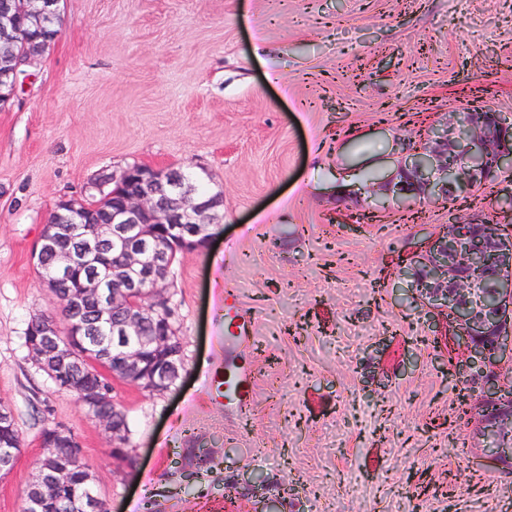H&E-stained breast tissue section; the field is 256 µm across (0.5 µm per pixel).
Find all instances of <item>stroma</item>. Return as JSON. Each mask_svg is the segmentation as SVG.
<instances>
[{
	"mask_svg": "<svg viewBox=\"0 0 512 512\" xmlns=\"http://www.w3.org/2000/svg\"><path fill=\"white\" fill-rule=\"evenodd\" d=\"M467 106L512 118V0H65L0 111V404L22 438L0 512H22L54 426L107 512H512L408 267L448 225L512 229V170L452 203L389 191L402 148ZM134 163L201 176L224 206L169 280L180 380L115 389L138 453L122 470L24 333L60 314L32 259L56 202ZM228 288L255 318L243 416L210 387Z\"/></svg>",
	"mask_w": 512,
	"mask_h": 512,
	"instance_id": "obj_1",
	"label": "stroma"
}]
</instances>
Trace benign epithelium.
Masks as SVG:
<instances>
[{
  "label": "benign epithelium",
  "instance_id": "obj_1",
  "mask_svg": "<svg viewBox=\"0 0 512 512\" xmlns=\"http://www.w3.org/2000/svg\"><path fill=\"white\" fill-rule=\"evenodd\" d=\"M64 0H22L15 11L0 13V49L6 52L3 76L18 75L37 57L29 49L30 27L17 16L24 14L40 27H52L61 19ZM507 119L497 115L490 122L478 114L461 124L432 130L428 142L408 149L398 169V181L390 191L406 201L424 193L458 195L497 173L512 169V145L497 129ZM463 160L448 164V155ZM495 164H484L488 157ZM119 200L108 224L71 225L53 221L46 225L33 252L38 267L52 257L54 272L43 277L45 288L60 298L62 280L76 270L93 269L83 276L81 292L63 300L65 327L51 317L33 320L38 331L27 342L34 364L50 379L66 381L64 389L76 396L112 442V457L125 465L134 461L129 434L114 416L117 404L104 383L90 381L93 370L80 350V337L107 325L115 346L114 369L106 377H118L127 386L152 395H163L181 378L182 356L168 351L175 331L176 311L167 294L168 278L177 252L193 251L207 243L199 225L223 206L219 195H195L193 182L171 167L129 165L112 173ZM502 262L492 276L495 303L483 302L465 265L458 262L449 241L440 237L414 264L427 265L428 276L421 301L435 317L448 318V340L469 360L464 371L474 376L483 400L494 405L482 418L478 436L482 455L512 467V406L503 402L497 368L512 362V249L500 251ZM154 334L146 336V324ZM72 434L60 427L41 433L43 453L36 475L28 485L29 512H55L61 495H75L78 486L93 481L90 468L77 469L74 455L61 450ZM16 449L0 442V472L14 467Z\"/></svg>",
  "mask_w": 512,
  "mask_h": 512
}]
</instances>
